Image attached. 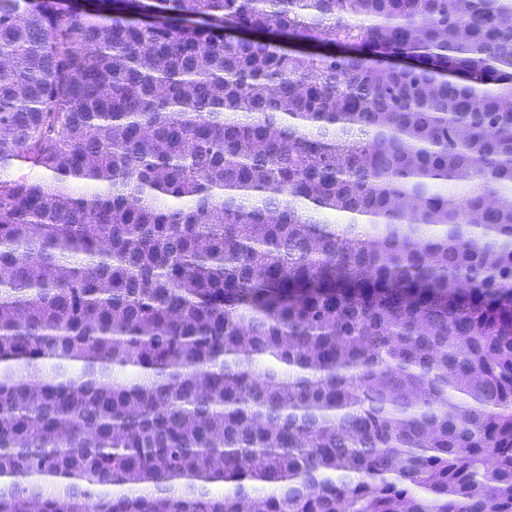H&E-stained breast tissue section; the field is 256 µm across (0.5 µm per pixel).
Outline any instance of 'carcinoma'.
<instances>
[{
	"label": "carcinoma",
	"mask_w": 512,
	"mask_h": 512,
	"mask_svg": "<svg viewBox=\"0 0 512 512\" xmlns=\"http://www.w3.org/2000/svg\"><path fill=\"white\" fill-rule=\"evenodd\" d=\"M504 188L512 0H0V512H512Z\"/></svg>",
	"instance_id": "carcinoma-1"
}]
</instances>
